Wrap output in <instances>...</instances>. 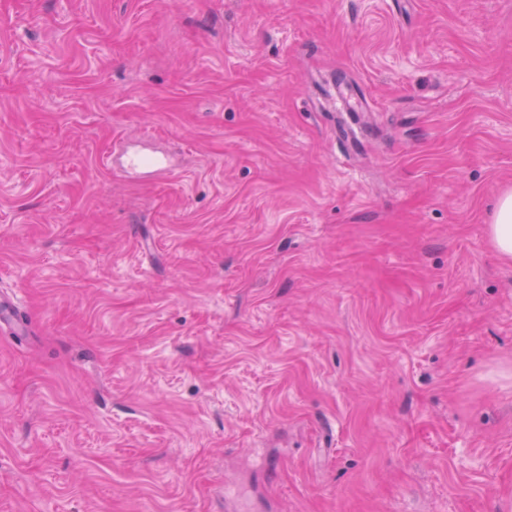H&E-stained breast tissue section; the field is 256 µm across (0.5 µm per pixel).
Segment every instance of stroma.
<instances>
[{"label": "stroma", "instance_id": "1", "mask_svg": "<svg viewBox=\"0 0 512 512\" xmlns=\"http://www.w3.org/2000/svg\"><path fill=\"white\" fill-rule=\"evenodd\" d=\"M510 188L512 0H0V512H512ZM488 235L495 252L512 261V191L505 192L493 212Z\"/></svg>", "mask_w": 512, "mask_h": 512}]
</instances>
